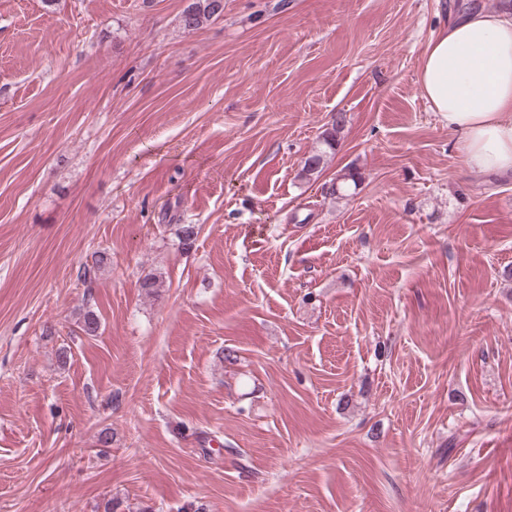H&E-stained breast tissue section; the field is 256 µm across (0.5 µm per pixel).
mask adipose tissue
<instances>
[{
	"instance_id": "obj_1",
	"label": "adipose tissue",
	"mask_w": 512,
	"mask_h": 512,
	"mask_svg": "<svg viewBox=\"0 0 512 512\" xmlns=\"http://www.w3.org/2000/svg\"><path fill=\"white\" fill-rule=\"evenodd\" d=\"M423 96L460 136L466 168L512 174V9H471L426 46Z\"/></svg>"
}]
</instances>
